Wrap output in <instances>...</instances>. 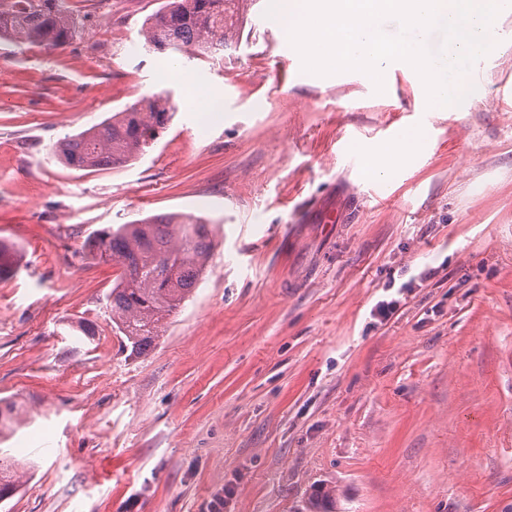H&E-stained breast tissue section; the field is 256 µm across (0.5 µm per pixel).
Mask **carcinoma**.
<instances>
[{"label":"carcinoma","mask_w":512,"mask_h":512,"mask_svg":"<svg viewBox=\"0 0 512 512\" xmlns=\"http://www.w3.org/2000/svg\"><path fill=\"white\" fill-rule=\"evenodd\" d=\"M77 25L64 0H14L11 15L0 16V39L56 50L73 40ZM144 45L198 59L217 58L224 50V0H168L147 19ZM174 105L161 93L146 96L96 126L58 142L52 153L64 165L85 170L118 167L135 159L170 120ZM213 242L209 224L181 213L156 214L132 224L91 232L84 256L110 260L120 270L107 297L109 319L133 355H141L160 336L164 321L189 298L202 276ZM22 255L0 242V280L17 275ZM17 420L13 403L0 406V434ZM21 466L0 458V501L20 487ZM308 512H334L328 491L312 495Z\"/></svg>","instance_id":"cac0c4a2"}]
</instances>
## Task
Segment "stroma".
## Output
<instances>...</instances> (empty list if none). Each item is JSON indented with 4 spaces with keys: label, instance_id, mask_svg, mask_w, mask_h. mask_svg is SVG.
<instances>
[{
    "label": "stroma",
    "instance_id": "1",
    "mask_svg": "<svg viewBox=\"0 0 512 512\" xmlns=\"http://www.w3.org/2000/svg\"><path fill=\"white\" fill-rule=\"evenodd\" d=\"M166 2L114 0L100 57L86 0L64 48L0 40V240L25 261L0 281V400L26 414L0 451L29 466L0 512H303L321 487L336 512H512V41L479 101L421 125L412 70L382 64L379 93L280 68L251 0H227L223 60L148 51ZM172 66L207 74L216 111L184 106ZM162 90L175 112L125 166L53 158ZM417 126L409 164L348 166ZM169 212L214 247L133 356L105 312L119 269L81 245Z\"/></svg>",
    "mask_w": 512,
    "mask_h": 512
}]
</instances>
